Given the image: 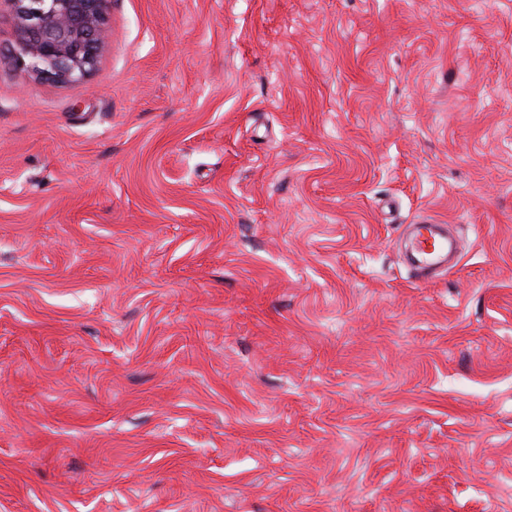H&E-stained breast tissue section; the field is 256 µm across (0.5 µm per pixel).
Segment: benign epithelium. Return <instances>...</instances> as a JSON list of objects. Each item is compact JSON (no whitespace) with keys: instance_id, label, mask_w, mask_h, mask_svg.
I'll list each match as a JSON object with an SVG mask.
<instances>
[{"instance_id":"1","label":"benign epithelium","mask_w":512,"mask_h":512,"mask_svg":"<svg viewBox=\"0 0 512 512\" xmlns=\"http://www.w3.org/2000/svg\"><path fill=\"white\" fill-rule=\"evenodd\" d=\"M14 15L12 57L40 79L69 83L97 66L107 39L109 0H7Z\"/></svg>"}]
</instances>
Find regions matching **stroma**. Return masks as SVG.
Listing matches in <instances>:
<instances>
[{
	"instance_id": "35a3bbf8",
	"label": "stroma",
	"mask_w": 512,
	"mask_h": 512,
	"mask_svg": "<svg viewBox=\"0 0 512 512\" xmlns=\"http://www.w3.org/2000/svg\"><path fill=\"white\" fill-rule=\"evenodd\" d=\"M107 26L56 83L0 5V512H512V0ZM412 226L414 233L409 247L417 264L418 275L426 277L430 271L448 266V243L452 251L453 242L439 229L446 225L413 224Z\"/></svg>"
}]
</instances>
